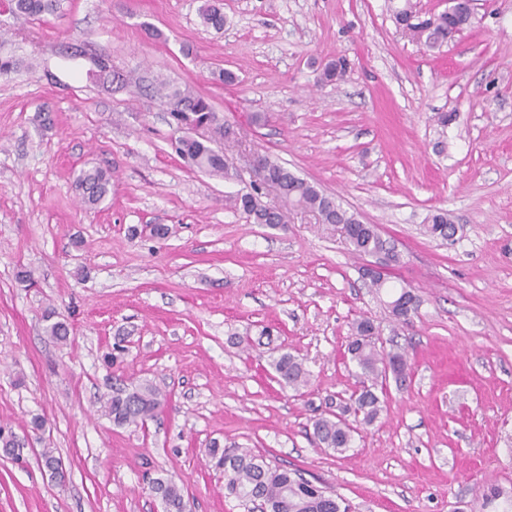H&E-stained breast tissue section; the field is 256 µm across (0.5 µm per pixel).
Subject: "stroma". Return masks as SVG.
<instances>
[{
  "instance_id": "stroma-1",
  "label": "stroma",
  "mask_w": 512,
  "mask_h": 512,
  "mask_svg": "<svg viewBox=\"0 0 512 512\" xmlns=\"http://www.w3.org/2000/svg\"><path fill=\"white\" fill-rule=\"evenodd\" d=\"M203 2L0 14V51L24 61L0 77V425L24 443L20 459L0 457V512H163L147 484L160 474L189 512H244L206 455L214 443L299 471L351 512H476L483 483L512 488V0H474L470 27L435 52L397 28L400 0H215L220 30L203 25ZM338 58L343 80L318 84ZM101 59L114 81L88 79ZM159 81L234 125L229 179L174 154ZM252 150L394 242L393 281L421 299L410 324L368 288L339 228L300 211L252 224L227 205L257 179ZM91 167L112 174L92 210L73 183ZM440 208L456 241L424 231ZM147 224L168 236L129 237ZM49 308L74 343L46 335ZM364 317L408 350L413 378L339 455L317 447L311 421L357 388L343 352ZM274 349L311 370L303 393L276 382ZM119 377L152 383L166 407L113 425L100 400Z\"/></svg>"
}]
</instances>
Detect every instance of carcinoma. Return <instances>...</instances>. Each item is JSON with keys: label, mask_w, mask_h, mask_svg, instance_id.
<instances>
[{"label": "carcinoma", "mask_w": 512, "mask_h": 512, "mask_svg": "<svg viewBox=\"0 0 512 512\" xmlns=\"http://www.w3.org/2000/svg\"><path fill=\"white\" fill-rule=\"evenodd\" d=\"M59 0H14L12 11L18 15L39 18L54 14ZM396 25L427 50L440 49L448 39L468 28L471 24L470 9L463 6L458 13L434 14L421 17L411 0L393 12ZM203 23L216 30L224 28V13L208 5L201 11ZM345 63L331 62L323 68L318 82L328 84L343 78ZM155 92L174 106L172 117L176 122V153L194 170L230 178L224 164L225 136L224 115L215 111L209 99L187 88L173 87L165 82L155 87ZM203 124L208 135L196 137L186 128ZM264 176L278 184L280 205L270 207L259 196V188L240 192L230 197L233 208L254 224L277 226L288 222L293 211L314 213L321 224L341 228L351 251L359 258L378 259L384 265L395 267L399 263L394 243L382 236L373 224H363L358 217L344 209L336 199L315 185L292 173L279 161L264 154L261 157ZM75 187L82 203L89 209L99 207L112 194V175L100 168L81 170L75 179ZM425 233L433 238L453 241L458 233L457 225L448 217V211L436 209L428 216ZM387 306L393 318L407 324L418 310L419 298L412 289L404 286L387 294ZM45 332L57 343H66L71 330L65 321L56 319V311H45ZM349 360L356 364L361 378L360 387L348 400H339L336 411L321 416L313 422V434L318 446L341 454L345 452L358 433V426L372 425L385 408L384 384L394 380L401 388L407 385L411 364L406 353L386 350L380 345L375 326L368 318H362L353 327V336L347 346ZM278 383L295 392L310 383V371L302 359L283 352L272 360ZM167 403V395L150 382L112 388V395L103 402V409L112 423L118 427L144 424L154 417ZM23 447L15 433L0 426V453L17 458L15 449ZM208 455L216 460V466L224 470L225 497H233L251 504L261 512H349V504L322 486L305 479L286 468L274 466L267 459L248 448L208 449ZM151 493L160 498L165 512H185V500L181 489L171 477H157L150 481ZM499 507L501 512H512V492H506L493 483L482 485L479 508Z\"/></svg>", "instance_id": "1"}]
</instances>
